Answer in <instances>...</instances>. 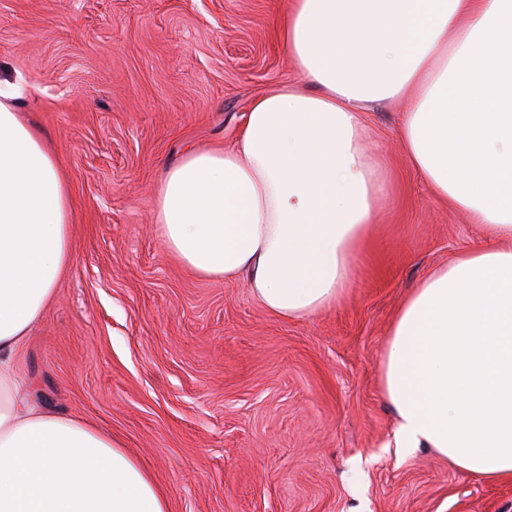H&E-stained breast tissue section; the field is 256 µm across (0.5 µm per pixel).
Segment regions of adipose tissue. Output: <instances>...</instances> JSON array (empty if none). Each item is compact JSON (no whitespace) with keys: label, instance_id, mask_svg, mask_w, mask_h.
<instances>
[{"label":"adipose tissue","instance_id":"ef3b65f1","mask_svg":"<svg viewBox=\"0 0 512 512\" xmlns=\"http://www.w3.org/2000/svg\"><path fill=\"white\" fill-rule=\"evenodd\" d=\"M299 80L258 97L236 143L192 148L153 198L170 255L243 281L274 317L336 304L387 185L365 110L403 105L408 165L494 244L433 270L395 314L383 390L401 448L512 479V0H289ZM0 81V512H168L109 434L40 407L17 377L71 260L69 190Z\"/></svg>","mask_w":512,"mask_h":512}]
</instances>
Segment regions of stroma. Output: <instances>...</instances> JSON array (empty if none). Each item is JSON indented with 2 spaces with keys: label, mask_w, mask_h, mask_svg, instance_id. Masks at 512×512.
<instances>
[{
  "label": "stroma",
  "mask_w": 512,
  "mask_h": 512,
  "mask_svg": "<svg viewBox=\"0 0 512 512\" xmlns=\"http://www.w3.org/2000/svg\"><path fill=\"white\" fill-rule=\"evenodd\" d=\"M287 0H0V79L55 154L71 261L18 365L40 405L120 439L169 512H512L489 482L396 447L381 357L405 296L483 229L433 198L373 106L388 182L336 305L266 312L239 280L166 251L153 192L190 147L228 148L253 101L297 74Z\"/></svg>",
  "instance_id": "stroma-1"
}]
</instances>
